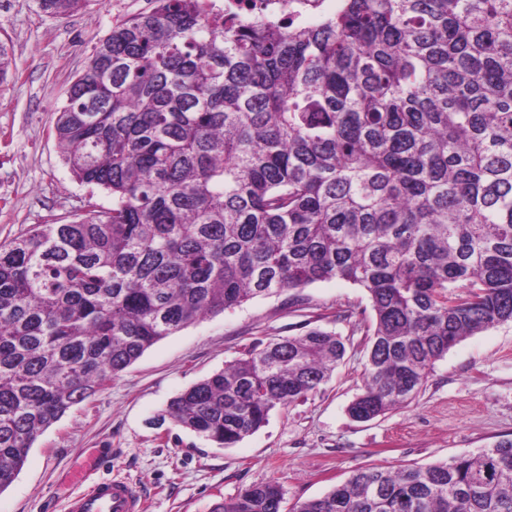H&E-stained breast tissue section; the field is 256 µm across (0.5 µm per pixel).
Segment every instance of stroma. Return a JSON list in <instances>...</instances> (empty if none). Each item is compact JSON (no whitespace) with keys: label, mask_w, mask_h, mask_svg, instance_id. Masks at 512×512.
I'll return each instance as SVG.
<instances>
[{"label":"stroma","mask_w":512,"mask_h":512,"mask_svg":"<svg viewBox=\"0 0 512 512\" xmlns=\"http://www.w3.org/2000/svg\"><path fill=\"white\" fill-rule=\"evenodd\" d=\"M150 7L149 0H94L86 11L57 18L41 14L36 0H0V42L10 53L0 83V244L38 224L68 223L90 201L111 207L110 193L73 176L53 127L99 41L116 21ZM296 294L248 301L157 342L38 437L0 493V512H63L67 476L93 451L107 459L104 474L140 487L145 512H210L252 484L279 481L289 502H303L359 470L442 462L512 434V323L453 347L407 408L357 422L347 408L364 387L369 296L343 280ZM340 310L347 319H337ZM313 328L338 333L344 358L317 393L278 407L234 447H214L159 421L172 397L223 369L242 348Z\"/></svg>","instance_id":"35a3bbf8"}]
</instances>
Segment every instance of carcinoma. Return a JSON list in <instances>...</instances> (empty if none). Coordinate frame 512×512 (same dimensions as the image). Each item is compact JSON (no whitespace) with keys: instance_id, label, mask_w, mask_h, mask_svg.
Returning <instances> with one entry per match:
<instances>
[{"instance_id":"carcinoma-1","label":"carcinoma","mask_w":512,"mask_h":512,"mask_svg":"<svg viewBox=\"0 0 512 512\" xmlns=\"http://www.w3.org/2000/svg\"><path fill=\"white\" fill-rule=\"evenodd\" d=\"M91 2L37 0L54 17ZM154 3L112 25L54 126L112 207L0 244V492L41 433L148 348L258 297L366 290L361 422L512 322V0H342L311 27ZM345 353L318 328L252 344L161 417L230 448ZM211 512H512V438L292 506L281 483L253 484Z\"/></svg>"}]
</instances>
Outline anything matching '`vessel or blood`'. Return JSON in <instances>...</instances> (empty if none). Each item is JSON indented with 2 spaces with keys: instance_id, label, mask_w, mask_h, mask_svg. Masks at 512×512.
I'll use <instances>...</instances> for the list:
<instances>
[{
  "instance_id": "b4317fda",
  "label": "vessel or blood",
  "mask_w": 512,
  "mask_h": 512,
  "mask_svg": "<svg viewBox=\"0 0 512 512\" xmlns=\"http://www.w3.org/2000/svg\"><path fill=\"white\" fill-rule=\"evenodd\" d=\"M101 456L92 457L75 471L77 493L69 495L67 512H143V495L133 482L121 475L101 476Z\"/></svg>"
}]
</instances>
